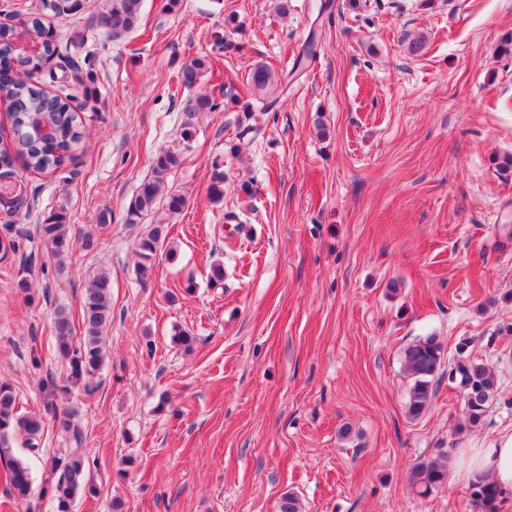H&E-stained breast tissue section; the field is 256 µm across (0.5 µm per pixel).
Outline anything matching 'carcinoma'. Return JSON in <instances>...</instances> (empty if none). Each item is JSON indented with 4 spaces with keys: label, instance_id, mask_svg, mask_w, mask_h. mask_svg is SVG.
Segmentation results:
<instances>
[{
    "label": "carcinoma",
    "instance_id": "cac0c4a2",
    "mask_svg": "<svg viewBox=\"0 0 512 512\" xmlns=\"http://www.w3.org/2000/svg\"><path fill=\"white\" fill-rule=\"evenodd\" d=\"M141 8L142 0H112L111 5L100 13L98 23L112 37L119 38L138 27ZM21 24L24 26L22 30L0 25V94L9 101L14 128L24 135L22 146L26 168L38 172L57 171L73 159V151L83 139L82 112L96 96L95 78L91 69L85 70L76 63H68L62 67L58 92H49L42 85L39 74L58 55L54 33L46 28L38 16H30ZM24 34L42 39L38 54L28 55L16 48L15 41ZM208 68V59L193 58L184 64L179 73L180 85L187 90L194 88ZM250 81L254 91L259 93L260 110L277 111L279 97L268 95L277 83L274 71L266 65H258L252 71ZM179 164L178 152L171 149L157 152L152 161V177L140 184L136 195L127 205L126 223L140 224L154 212L168 173ZM0 200L15 214L31 206L15 159L5 149L0 150ZM38 233L48 254L58 263H63L72 246L71 216L66 204H59L49 213L38 225ZM167 234V225L151 224L139 237L136 253L140 278H145L152 270ZM111 322V279L105 273L89 281L82 294L83 335H77L75 320L66 308L58 306L54 311L56 350L65 361L66 373L60 377L52 374L45 377L43 387L48 398L44 402V411L54 419L58 431L70 445L64 454L46 460L51 475L46 492L55 501L57 512H71L75 499L81 493H97L82 451L83 429L71 402L77 395L91 397L95 393L98 387L95 379L106 361L103 335ZM443 363L444 346L433 335L419 337L403 349V372L411 380L406 403V414L410 419L420 418L429 408L434 396V381L442 376ZM448 376L464 392L469 426L481 424L489 406L498 396L495 371L483 362L462 357L448 364ZM9 430H15L24 437L25 448L31 455H40L41 416L20 411L13 386L1 381L0 434ZM451 461L452 456L445 454L413 465L408 476L411 490L425 497L445 487L451 472ZM6 465L11 497L27 499L32 491L28 465L17 458L7 459ZM468 493L482 512H498L504 499L501 490L483 475L469 481Z\"/></svg>",
    "mask_w": 512,
    "mask_h": 512
}]
</instances>
